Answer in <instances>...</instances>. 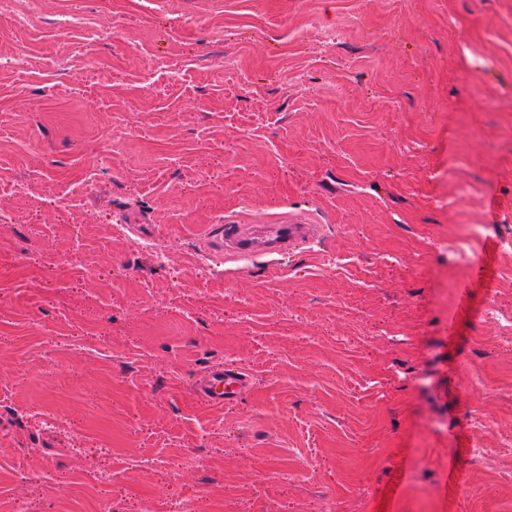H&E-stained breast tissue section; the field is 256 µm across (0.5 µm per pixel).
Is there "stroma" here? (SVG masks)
Instances as JSON below:
<instances>
[{
	"mask_svg": "<svg viewBox=\"0 0 512 512\" xmlns=\"http://www.w3.org/2000/svg\"><path fill=\"white\" fill-rule=\"evenodd\" d=\"M17 8L0 512H512V0ZM212 237H215L213 242L218 244L221 249L224 247V244L227 249L228 242L231 241L234 244L233 251L242 257L249 256L257 247L254 239L248 236L244 231V227L239 224L221 225L219 226V231ZM268 235L264 242V248L270 253L282 252L306 242L308 239L305 224H267ZM246 377L239 371L218 368L195 381L196 394L211 405L223 406L247 389Z\"/></svg>",
	"mask_w": 512,
	"mask_h": 512,
	"instance_id": "obj_1",
	"label": "stroma"
}]
</instances>
